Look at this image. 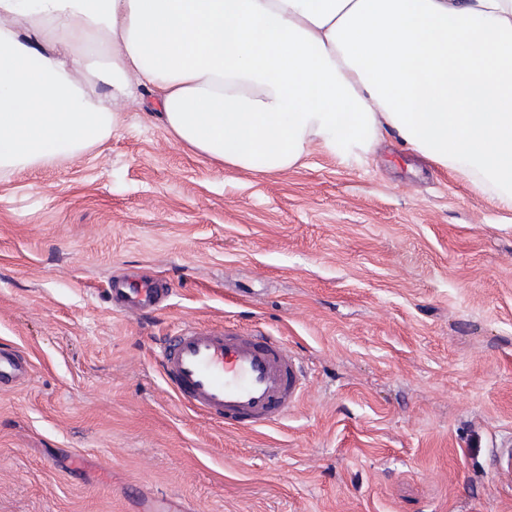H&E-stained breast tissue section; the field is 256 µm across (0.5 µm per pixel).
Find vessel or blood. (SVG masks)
I'll list each match as a JSON object with an SVG mask.
<instances>
[{"mask_svg": "<svg viewBox=\"0 0 512 512\" xmlns=\"http://www.w3.org/2000/svg\"><path fill=\"white\" fill-rule=\"evenodd\" d=\"M118 311L141 314L160 307L165 289L113 283ZM167 388L187 408L225 430L280 423L299 401L302 370L287 343L252 327L188 325L168 336L160 354ZM30 376L27 359L0 352V390H13Z\"/></svg>", "mask_w": 512, "mask_h": 512, "instance_id": "b4317fda", "label": "vessel or blood"}]
</instances>
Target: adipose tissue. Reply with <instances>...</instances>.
<instances>
[{"instance_id":"1","label":"adipose tissue","mask_w":512,"mask_h":512,"mask_svg":"<svg viewBox=\"0 0 512 512\" xmlns=\"http://www.w3.org/2000/svg\"><path fill=\"white\" fill-rule=\"evenodd\" d=\"M148 91L238 170L393 132L512 209V0H0V178L110 137Z\"/></svg>"}]
</instances>
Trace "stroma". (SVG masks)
<instances>
[{
	"mask_svg": "<svg viewBox=\"0 0 512 512\" xmlns=\"http://www.w3.org/2000/svg\"><path fill=\"white\" fill-rule=\"evenodd\" d=\"M123 109L0 179V348L33 364L0 391V512H136L133 485L197 512H512V210L392 136L260 174ZM119 276L172 294L124 316ZM229 322L305 366L274 427L224 431L164 383L161 336Z\"/></svg>",
	"mask_w": 512,
	"mask_h": 512,
	"instance_id": "stroma-1",
	"label": "stroma"
}]
</instances>
